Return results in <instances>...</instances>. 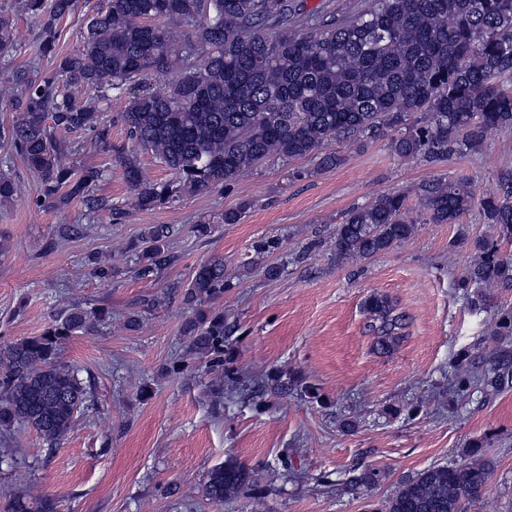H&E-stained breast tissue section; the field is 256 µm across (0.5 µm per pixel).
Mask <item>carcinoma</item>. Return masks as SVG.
Masks as SVG:
<instances>
[{"instance_id":"carcinoma-1","label":"carcinoma","mask_w":512,"mask_h":512,"mask_svg":"<svg viewBox=\"0 0 512 512\" xmlns=\"http://www.w3.org/2000/svg\"><path fill=\"white\" fill-rule=\"evenodd\" d=\"M76 0H25L41 26L40 56L53 60L47 72L3 66L20 42L13 20L0 12V105L15 112L0 126L6 143L40 181L44 199L57 208L74 201L95 213L105 207L97 185L117 163L141 211L188 192L207 194L270 157L311 156L317 169L344 158L329 142H357L384 129L400 128L391 140L394 156L433 163L481 146L491 131L512 133V0H372L342 18L312 11L302 0H109L88 17L80 48L62 55L57 26L72 15ZM170 80L162 88L154 75ZM137 87L121 119L130 140L171 171L173 179L146 177L137 155L112 151V119L99 101L111 91ZM94 91L96 96L87 93ZM87 132L93 147L113 154L103 167L77 171L64 163L67 142L54 136ZM16 181L0 171V199L11 198ZM418 212L428 224H457L474 205L496 230L493 240L473 241L475 258L457 280L472 290L479 307L486 290H512V257L500 244L512 242V183L499 196L475 201L468 182L432 180L416 190ZM402 192L381 194L350 209L336 226V260H365L410 239L418 219ZM163 225L142 237L141 273L162 265ZM224 259L200 264L184 289L195 317L181 333L190 354L221 371L213 392L224 395L232 375L225 343L232 333L224 312L200 306L224 296ZM363 307L371 317L374 348L393 350L403 339V317L389 299L372 293ZM109 311L65 310L43 334L0 344V430L34 428L53 450L81 415L88 398L77 372L60 361L62 345L89 334ZM500 345L481 377L494 390L512 380V314L497 323ZM482 457L463 465L428 467L406 478L383 512H467L491 480ZM252 472L226 461L203 485L213 504L246 492ZM12 512H56L38 496Z\"/></svg>"}]
</instances>
